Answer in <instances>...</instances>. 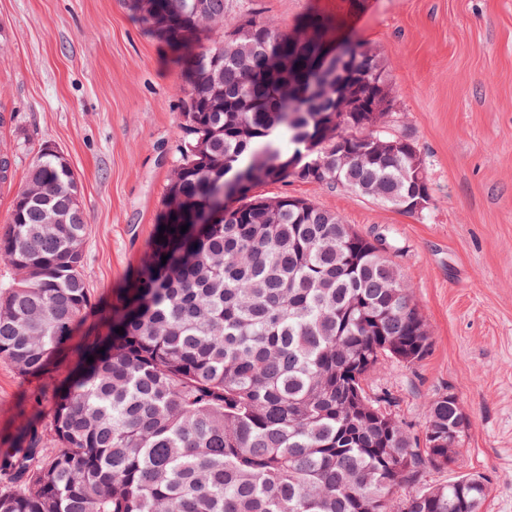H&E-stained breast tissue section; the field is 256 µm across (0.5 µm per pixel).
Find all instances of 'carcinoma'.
<instances>
[{
    "instance_id": "1",
    "label": "carcinoma",
    "mask_w": 512,
    "mask_h": 512,
    "mask_svg": "<svg viewBox=\"0 0 512 512\" xmlns=\"http://www.w3.org/2000/svg\"><path fill=\"white\" fill-rule=\"evenodd\" d=\"M149 2L134 0L141 22L186 70L167 188L184 206L161 212L163 239L104 308L84 277L80 183L63 154L39 150L0 236V263L18 274L0 281V361L42 378L73 347L80 365L0 453V512H480L486 485L459 491L467 474L397 496L425 463L455 462L464 414L452 392L431 400L421 449L365 390L383 358L412 365L431 350L410 287L335 212L254 192L304 167L307 184L370 190L406 213L431 196L412 140L369 155L351 137L392 111L385 60L360 45L319 96L301 97L312 44L260 9L229 19L224 0ZM301 27L333 36L317 15ZM349 78L362 107L337 113L339 139L306 154ZM350 145L358 157L324 162ZM232 181L240 195L215 209Z\"/></svg>"
}]
</instances>
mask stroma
<instances>
[{
    "mask_svg": "<svg viewBox=\"0 0 512 512\" xmlns=\"http://www.w3.org/2000/svg\"><path fill=\"white\" fill-rule=\"evenodd\" d=\"M283 30L309 14L389 66L387 131L412 140L432 202L407 214L340 186L266 183L259 193L308 198L382 241L433 340L420 362L384 360L368 393L422 437L424 408L456 394L471 427L454 464L420 481L487 480L482 512H512V0H225ZM174 50L141 23L132 0H0V234L40 148L69 161L90 224L84 276L93 299L124 288L154 236L178 158L180 86ZM25 379L0 362V439L29 398L49 402L70 375Z\"/></svg>",
    "mask_w": 512,
    "mask_h": 512,
    "instance_id": "35a3bbf8",
    "label": "stroma"
}]
</instances>
